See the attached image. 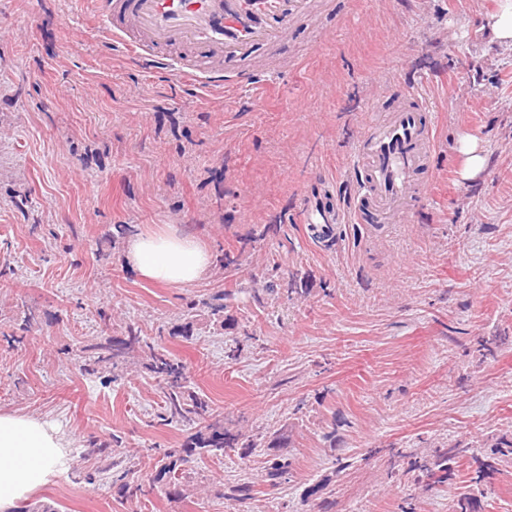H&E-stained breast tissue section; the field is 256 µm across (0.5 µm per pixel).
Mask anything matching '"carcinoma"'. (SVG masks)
Masks as SVG:
<instances>
[{"label": "carcinoma", "mask_w": 512, "mask_h": 512, "mask_svg": "<svg viewBox=\"0 0 512 512\" xmlns=\"http://www.w3.org/2000/svg\"><path fill=\"white\" fill-rule=\"evenodd\" d=\"M139 344L149 350L148 370L154 377L165 383L166 408L165 415L161 416L163 421L169 423L190 421L195 416H202L209 412V402L191 391L187 385L185 364L172 357L170 353L160 351L153 344L143 340L132 326L128 327L127 338L114 344L109 354L98 357V361L115 365L122 350ZM249 447L251 444L242 440L239 435L224 430V427L216 422L209 423L189 437L179 454L167 452L157 461V476L174 481L173 488L168 490V493L178 495L181 492V483L176 481L178 467L188 463L194 456L204 453L217 456L223 454L226 448ZM464 452H466L464 448H446L436 453L430 461L419 466V469L429 483H444L448 480L450 470L448 462ZM480 494H482L481 489L472 488L460 495L456 502V512H481L480 499H478Z\"/></svg>", "instance_id": "carcinoma-1"}]
</instances>
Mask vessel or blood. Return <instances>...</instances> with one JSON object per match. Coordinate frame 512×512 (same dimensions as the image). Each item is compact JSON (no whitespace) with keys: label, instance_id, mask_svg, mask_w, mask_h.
I'll return each mask as SVG.
<instances>
[{"label":"vessel or blood","instance_id":"b4317fda","mask_svg":"<svg viewBox=\"0 0 512 512\" xmlns=\"http://www.w3.org/2000/svg\"><path fill=\"white\" fill-rule=\"evenodd\" d=\"M312 0H94L93 7L113 45L146 69L163 68L200 88L223 89L256 79L243 63L262 49L281 48ZM191 49L195 62L176 56ZM424 103L400 94L388 118L367 120L356 140L347 185L349 209L320 196L306 208L307 224L403 219L409 201L425 191L419 176L434 147L433 126L422 118Z\"/></svg>","mask_w":512,"mask_h":512}]
</instances>
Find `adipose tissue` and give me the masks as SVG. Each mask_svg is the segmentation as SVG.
Returning <instances> with one entry per match:
<instances>
[{
	"label": "adipose tissue",
	"mask_w": 512,
	"mask_h": 512,
	"mask_svg": "<svg viewBox=\"0 0 512 512\" xmlns=\"http://www.w3.org/2000/svg\"><path fill=\"white\" fill-rule=\"evenodd\" d=\"M124 251L127 264L139 277L171 286L198 282L211 264L205 244L171 224L130 236ZM67 462L68 443L58 425L0 412V512H16Z\"/></svg>",
	"instance_id": "ef3b65f1"
}]
</instances>
